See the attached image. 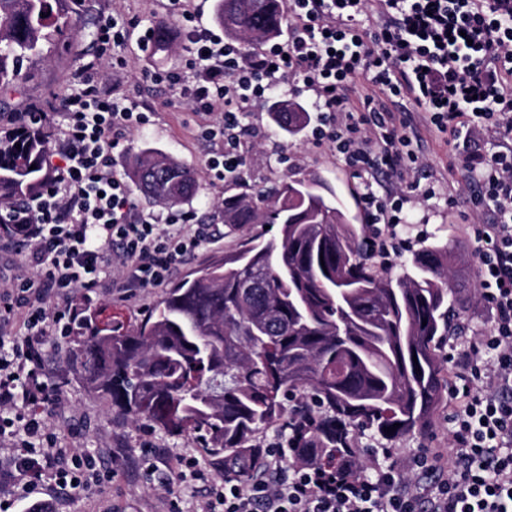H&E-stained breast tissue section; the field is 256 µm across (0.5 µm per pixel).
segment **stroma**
<instances>
[{"label": "stroma", "mask_w": 512, "mask_h": 512, "mask_svg": "<svg viewBox=\"0 0 512 512\" xmlns=\"http://www.w3.org/2000/svg\"><path fill=\"white\" fill-rule=\"evenodd\" d=\"M91 18L120 10L126 16L139 17L143 25L166 21L171 38L181 36L177 21L168 17L162 0H91ZM137 33H130L124 52L132 61L131 90L151 104L155 116L149 129L132 131L127 154L119 158V171H126L130 154L151 144L190 165L196 174L198 193L191 204L197 215L205 222L220 224L211 201L215 195L204 168L208 143L193 131L201 122L200 117L179 103L170 89L154 85L147 80V73L180 68L182 51L173 47L160 48L142 53L137 46ZM75 62L64 57H48L31 62V80L19 87L0 90V103L13 110L23 109L32 101L49 100L60 96L70 85ZM248 121L255 133L249 139L246 158V178L253 190H266L281 183L296 173L315 174L327 180L338 192L352 215H359L360 209L354 199L353 178L349 169L340 165L330 152L316 150L308 137L297 140L286 139L269 119L266 107L252 108ZM288 153V162H281V153ZM432 217L424 225L422 244H448L461 250L470 268H477L478 260L472 242L459 231L460 218L448 211L443 203L431 206ZM470 302L459 310V320L465 331L462 335L446 340L441 356L457 354L464 349L471 337L480 335L490 327L491 315L479 298L478 283L468 288ZM164 288H149L139 291L137 296L124 300L106 292L94 289L89 299H76L78 311L93 315L105 311L119 316L127 325L139 324L160 302ZM78 343L77 336H70L65 342L48 340L44 346L46 379L62 393L61 401L44 412V418L51 431L61 441H69L71 433H79V447L94 453L105 448L123 458L125 471L112 481L91 487L85 491L65 496L59 502V512H163L164 491L172 489L180 498L182 512H195L196 503L209 493L208 487L193 481L191 477L171 475L169 487L148 480L141 443L150 440L159 452L177 451L194 456L202 467L214 469L215 462L206 456L200 443L191 437L173 436L146 421L135 422L131 418L112 411L108 404L90 392L80 375L73 351ZM451 444L448 425V408L440 406L434 416L433 428L427 434L408 435L392 444L394 459L405 467L407 478H414L408 469L410 458L421 448L447 447Z\"/></svg>", "instance_id": "obj_1"}]
</instances>
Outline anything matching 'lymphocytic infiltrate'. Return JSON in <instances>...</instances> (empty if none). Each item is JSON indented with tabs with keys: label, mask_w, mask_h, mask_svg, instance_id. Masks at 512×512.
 Masks as SVG:
<instances>
[{
	"label": "lymphocytic infiltrate",
	"mask_w": 512,
	"mask_h": 512,
	"mask_svg": "<svg viewBox=\"0 0 512 512\" xmlns=\"http://www.w3.org/2000/svg\"><path fill=\"white\" fill-rule=\"evenodd\" d=\"M167 10L181 26L188 73L151 78L204 117L197 133L213 146L212 187L245 181L246 107L288 94L316 115L312 145L356 177L382 263L412 246L405 231L429 200L443 198L463 216L482 211L462 230L492 315L489 332L453 360L452 441L419 449L413 466L428 477L420 491L408 489L390 449L354 440L322 453L303 447L300 430L251 449L247 468L219 481L179 452L168 453L167 470L186 468L209 485L202 512H512V0H289L287 36L251 51L200 24L186 0H168ZM135 28L148 49L155 27L104 16L71 92L10 117L13 130L43 131L48 177L23 206L0 204V222L21 225L17 242L27 249L16 273L0 279V438L15 441L0 468V512H13L18 483L50 470L63 491L121 473L105 456L61 443L42 416L61 392L42 378L41 347L71 335L75 293L161 287L216 236L193 210L140 207L117 171L129 133L154 115L128 89L123 49ZM425 134L447 146L467 198L414 179ZM365 454L370 476L357 469Z\"/></svg>",
	"instance_id": "obj_1"
}]
</instances>
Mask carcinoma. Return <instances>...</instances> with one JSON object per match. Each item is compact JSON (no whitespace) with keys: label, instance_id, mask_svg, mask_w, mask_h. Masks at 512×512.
Wrapping results in <instances>:
<instances>
[{"label":"carcinoma","instance_id":"carcinoma-1","mask_svg":"<svg viewBox=\"0 0 512 512\" xmlns=\"http://www.w3.org/2000/svg\"><path fill=\"white\" fill-rule=\"evenodd\" d=\"M217 2L229 36L258 45L283 32L269 0ZM86 13L87 0H0V88L26 80L30 60L73 54ZM268 113L291 136L309 119L288 99ZM43 151L35 128L0 135V201L40 189ZM127 174L154 203L178 205L198 191L191 167L154 148L138 151ZM324 189L309 174L270 193L224 197V223L277 232L244 240L168 289L135 329L112 317L83 323L76 356L87 388L136 421L193 436L229 470L243 468L246 444L279 420L295 429L312 416L308 447L318 450L357 431L387 442L424 433L444 400L439 348L460 258L428 245L387 272Z\"/></svg>","mask_w":512,"mask_h":512}]
</instances>
